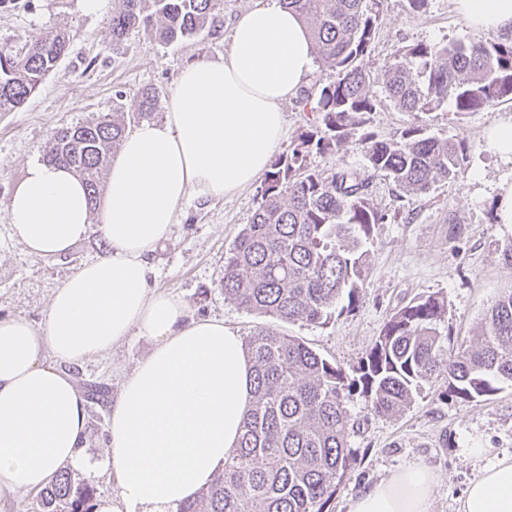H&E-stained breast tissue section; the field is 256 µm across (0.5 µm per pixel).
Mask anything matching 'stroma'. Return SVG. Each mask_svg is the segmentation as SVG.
<instances>
[{"label":"stroma","mask_w":512,"mask_h":512,"mask_svg":"<svg viewBox=\"0 0 512 512\" xmlns=\"http://www.w3.org/2000/svg\"><path fill=\"white\" fill-rule=\"evenodd\" d=\"M262 0H228L225 31L158 44L144 30H132L113 45L111 9L88 17L78 0H8L0 6V46L22 48L40 34L65 30L70 44L57 67L24 106L0 112V318L22 317L41 325L53 292L84 262L106 255L99 229L69 252L39 258L12 237L5 204L23 179L27 165L42 160L46 145L60 128L99 119L112 112L137 109L141 89L154 87L168 95L183 66L217 60L230 50L236 20ZM469 28L453 0H429L421 16H413L406 0H386L384 19L373 52L363 60L372 75L402 46L415 43H462L482 40ZM512 122V102L455 116L452 107L428 115L396 109L381 100L370 129L389 139L415 125L452 138L464 149L461 174L436 183L421 197L396 200L384 177H374V202L387 211L368 242L370 266L360 303L351 313L320 327L302 322L281 324L287 335L302 338L316 352L353 375L359 361L377 340L385 322L405 302L421 295L445 296L447 312L439 326L454 342L471 339L491 301L512 287V224L497 221L501 188L512 183V164L504 163L486 145L490 130ZM257 188L248 186L230 198L192 199L184 204L169 240L152 259V285L179 295L190 317L220 318L239 335L263 323L262 317L225 300L218 286L224 252L251 220ZM152 339L134 336L110 356L71 367L80 390L102 387L91 400L88 453L104 458L106 422L124 374L151 349ZM442 379L422 383L401 415L379 417L361 393L346 403L354 422L349 438L356 457L336 491L332 512H347V502L388 472L417 462L437 468L433 512H456L457 501L479 464L465 450L477 445L492 454H512V386L480 401L444 396Z\"/></svg>","instance_id":"35a3bbf8"}]
</instances>
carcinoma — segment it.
Instances as JSON below:
<instances>
[{"label": "carcinoma", "instance_id": "carcinoma-1", "mask_svg": "<svg viewBox=\"0 0 512 512\" xmlns=\"http://www.w3.org/2000/svg\"><path fill=\"white\" fill-rule=\"evenodd\" d=\"M309 28L319 67L335 79L303 95L300 104L321 124L298 134L271 160L258 187V207L224 253L219 285L224 298L268 323L244 337L254 368L253 406L238 449L224 470L176 512H330L331 501L354 461V429L346 403L359 392L376 415L404 411L420 382L444 376L445 393L463 400L491 397L512 386V289L487 308L476 342L447 345L439 331L444 297L420 296L394 312L348 379L336 364L277 324L327 325L355 310L366 278L365 244L388 214L369 193L371 176L390 180L399 197L423 196L456 178L461 146L412 125L392 140L367 131L385 99L403 112L427 115L451 103L464 115L512 100V26L478 42L408 45L384 66L380 80L361 62L375 43L384 0H282ZM225 0H113L112 45L143 27L161 44L224 27ZM70 43L63 31L43 34L22 49L0 46V112L23 106ZM159 92L144 88L137 111L58 130L45 150L49 164L83 179L92 203L99 180L129 126L151 117ZM349 146L366 153L372 175L311 167L312 153ZM92 490L74 489L58 471L39 491V512H91Z\"/></svg>", "mask_w": 512, "mask_h": 512}]
</instances>
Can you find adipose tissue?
<instances>
[{"label":"adipose tissue","mask_w":512,"mask_h":512,"mask_svg":"<svg viewBox=\"0 0 512 512\" xmlns=\"http://www.w3.org/2000/svg\"><path fill=\"white\" fill-rule=\"evenodd\" d=\"M454 3L473 29L512 25V0ZM313 66L303 22L266 0L238 18L226 58L181 70L164 122H140L124 136L98 203L71 170L28 165L5 204L14 238L56 257L96 222L109 248L54 292L42 325L0 319V500L84 466L88 402L68 368L132 336L154 345L111 406L102 468L119 490L92 512H175L223 470L252 400L243 338L223 320L189 318L179 296L151 288V259L187 200L233 196L267 170L283 105ZM467 454L481 466L458 512H512V455L491 458L478 446ZM437 484L432 465L414 463L354 496L348 512H432Z\"/></svg>","instance_id":"obj_1"}]
</instances>
